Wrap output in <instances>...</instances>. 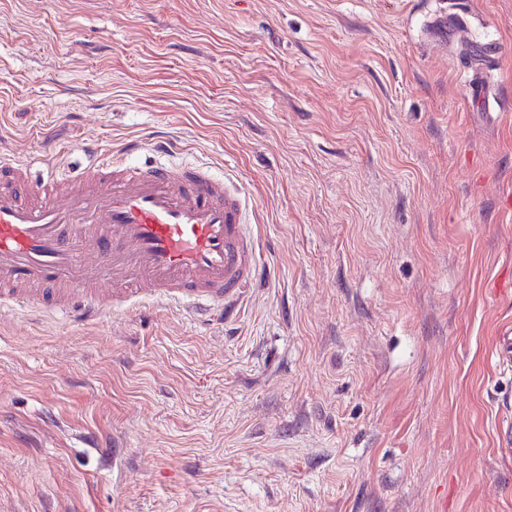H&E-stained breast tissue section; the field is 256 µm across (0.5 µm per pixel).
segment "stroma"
<instances>
[{
	"instance_id": "1",
	"label": "stroma",
	"mask_w": 512,
	"mask_h": 512,
	"mask_svg": "<svg viewBox=\"0 0 512 512\" xmlns=\"http://www.w3.org/2000/svg\"><path fill=\"white\" fill-rule=\"evenodd\" d=\"M157 138L243 182L261 281L225 323L0 308V505L512 512V0H0L1 178ZM495 362L501 374L512 376V330L509 327L498 336Z\"/></svg>"
}]
</instances>
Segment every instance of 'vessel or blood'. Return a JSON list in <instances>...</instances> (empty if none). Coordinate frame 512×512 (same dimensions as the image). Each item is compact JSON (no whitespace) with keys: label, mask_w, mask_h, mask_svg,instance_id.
Returning <instances> with one entry per match:
<instances>
[{"label":"vessel or blood","mask_w":512,"mask_h":512,"mask_svg":"<svg viewBox=\"0 0 512 512\" xmlns=\"http://www.w3.org/2000/svg\"><path fill=\"white\" fill-rule=\"evenodd\" d=\"M79 183L66 198L51 177L24 195L0 189V302L50 303L82 320L147 296L224 319L241 309L258 260L237 180L116 158ZM495 362L512 376L510 329Z\"/></svg>","instance_id":"obj_1"}]
</instances>
